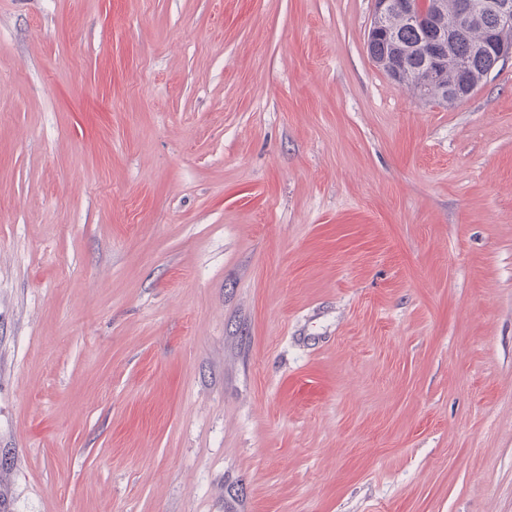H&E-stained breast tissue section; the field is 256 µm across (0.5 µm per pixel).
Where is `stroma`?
Listing matches in <instances>:
<instances>
[{
  "mask_svg": "<svg viewBox=\"0 0 512 512\" xmlns=\"http://www.w3.org/2000/svg\"><path fill=\"white\" fill-rule=\"evenodd\" d=\"M373 0H0V512H512V60ZM439 1L441 6L439 21L448 26V29H441L435 25L433 16L426 7L429 1L373 0V19L367 33V38L371 39L367 41V51L377 67L385 73L393 85L401 87L402 75L390 63L398 66L404 75L403 87L422 98L425 95L441 98L445 87L449 88L456 84L455 64L457 62L465 66L473 81L478 82V87L486 79L484 73L488 67V57L490 61L486 73L488 76L501 62L512 59V40L505 35L512 29V3L509 0H461L457 5V14L458 0ZM480 12L492 13L496 16L498 24L495 29L486 33L483 41L478 43L485 29L492 25L493 17L486 14L476 19L458 21L457 15L462 19H470ZM397 13L402 15L405 22L415 23L423 29L424 38L420 44L423 62L429 70L439 73L448 66V71L442 76L429 77L422 66L421 58L414 52H406L421 41L422 32L414 26L404 24L399 17H394L392 22V26L397 30L396 42L377 40L378 38L392 39L391 19ZM448 21L458 25L456 38L455 30ZM475 45L476 49L483 54L474 51ZM449 48L453 56L450 64H448L449 52L447 55ZM377 58L381 60H375ZM463 66H457L461 75L458 82L460 85L453 87L449 92V97L454 101L467 98L474 89ZM434 98L431 99L434 100Z\"/></svg>",
  "mask_w": 512,
  "mask_h": 512,
  "instance_id": "35a3bbf8",
  "label": "stroma"
}]
</instances>
